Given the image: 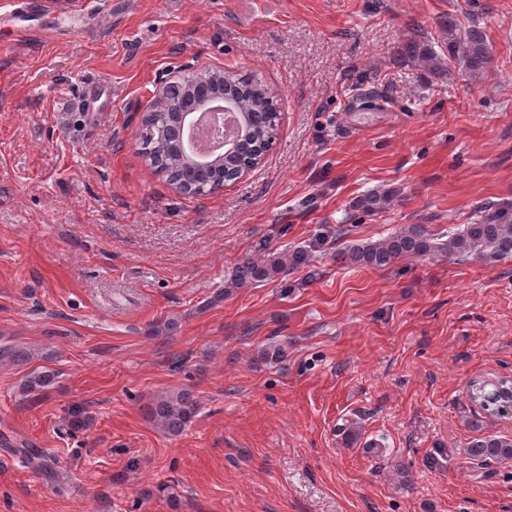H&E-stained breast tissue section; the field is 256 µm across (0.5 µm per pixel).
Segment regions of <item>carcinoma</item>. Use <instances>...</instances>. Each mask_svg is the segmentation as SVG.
Here are the masks:
<instances>
[{"label": "carcinoma", "mask_w": 512, "mask_h": 512, "mask_svg": "<svg viewBox=\"0 0 512 512\" xmlns=\"http://www.w3.org/2000/svg\"><path fill=\"white\" fill-rule=\"evenodd\" d=\"M442 30L448 44V58L444 59L416 41L406 43L397 53L399 64L417 63L420 66L443 73L452 81L458 75L478 78L493 65L494 57L483 31L475 26L461 27L450 18ZM224 94L236 99L245 111L250 127V136L243 139L237 148L224 155V172H217L212 180L231 176L247 169L254 160L269 151L278 135V106L276 98L268 94L262 81L244 78L229 69L224 74ZM170 122L169 114L157 112L152 118H144L139 136L142 154L154 163V169L175 182L180 178V160L165 145L162 128ZM395 194L391 190H374L357 201L364 212L374 213L394 204ZM347 229L337 227L334 231H321L302 246L278 251L266 245L260 247L263 256L242 259L224 286L222 296L227 297L240 288H253L261 283L284 278L304 268L316 253H331L342 263L365 267L383 268L405 257L435 255L455 259L477 257L492 262L512 258V203L493 206L491 213L473 224L448 233V239L438 242L424 224H408L386 238L377 241H352L344 248L336 249V239L344 236ZM29 360L22 348L8 345L0 348V364H19ZM55 385V373L33 371L21 386L23 395L37 396ZM468 399L480 409L471 419V427L478 430L481 420L489 416L504 418L512 416V397L502 396L493 385L484 384V379H474L467 386ZM198 409L197 400L189 392L166 395L146 406L151 421L171 435L180 433L190 423ZM92 425L91 416L81 409L69 414L71 430H87ZM28 464L37 465L49 478L56 477L52 468L55 455L44 449L38 455L21 450ZM463 457L471 464L480 466L491 462L512 461V435L488 434L469 442L463 449Z\"/></svg>", "instance_id": "carcinoma-1"}]
</instances>
